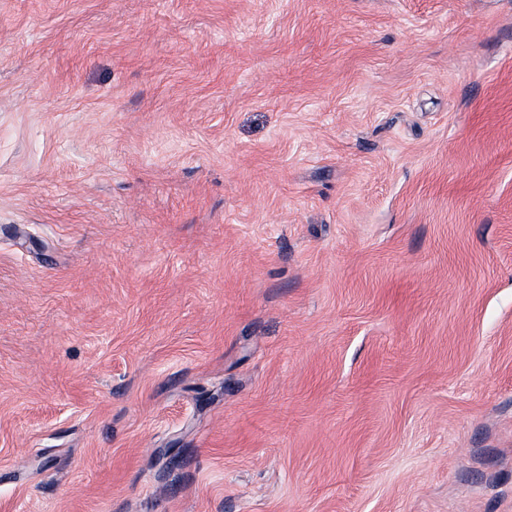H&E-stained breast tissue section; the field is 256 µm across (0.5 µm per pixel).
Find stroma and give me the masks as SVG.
Instances as JSON below:
<instances>
[{"label": "stroma", "instance_id": "35a3bbf8", "mask_svg": "<svg viewBox=\"0 0 512 512\" xmlns=\"http://www.w3.org/2000/svg\"><path fill=\"white\" fill-rule=\"evenodd\" d=\"M0 512H512V0H0Z\"/></svg>", "mask_w": 512, "mask_h": 512}]
</instances>
